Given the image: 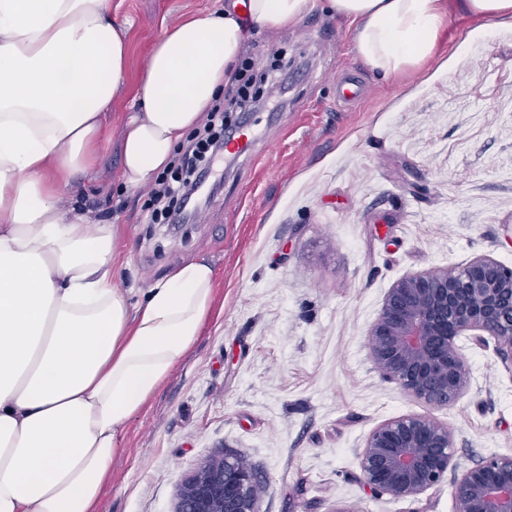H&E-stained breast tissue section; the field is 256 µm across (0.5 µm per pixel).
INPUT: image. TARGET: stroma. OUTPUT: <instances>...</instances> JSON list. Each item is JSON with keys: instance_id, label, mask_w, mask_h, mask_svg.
<instances>
[{"instance_id": "1", "label": "stroma", "mask_w": 512, "mask_h": 512, "mask_svg": "<svg viewBox=\"0 0 512 512\" xmlns=\"http://www.w3.org/2000/svg\"><path fill=\"white\" fill-rule=\"evenodd\" d=\"M224 3L111 0L128 27L130 82L162 20ZM445 4L434 58L388 80L336 15L253 27L243 61L259 73L282 54L293 74L278 110L251 113L253 149L225 168L196 224L150 223L145 188H121L130 95L113 106L108 143L67 205L119 227L126 263L115 282L132 300L192 259L214 267L216 288L195 342L128 423L98 512H173L179 481L224 453L254 469L260 512H457L448 479L411 499L362 481L368 434L411 413L451 428L457 469L512 455V373L492 348L464 342L472 385L431 409L384 381L367 346L401 277L478 255L512 267V25ZM347 69L367 92L341 103L336 77Z\"/></svg>"}]
</instances>
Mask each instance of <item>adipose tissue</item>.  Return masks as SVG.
<instances>
[{
	"label": "adipose tissue",
	"mask_w": 512,
	"mask_h": 512,
	"mask_svg": "<svg viewBox=\"0 0 512 512\" xmlns=\"http://www.w3.org/2000/svg\"><path fill=\"white\" fill-rule=\"evenodd\" d=\"M348 19L384 77L418 70L442 0H248L195 13L153 42L123 127L124 188L166 169L236 72L246 22ZM127 32L108 0H0V512H97L127 424L195 341L213 267L190 260L131 302L113 278L118 229L65 208L128 85Z\"/></svg>",
	"instance_id": "obj_1"
}]
</instances>
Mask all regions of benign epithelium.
I'll list each match as a JSON object with an SVG mask.
<instances>
[{"mask_svg": "<svg viewBox=\"0 0 512 512\" xmlns=\"http://www.w3.org/2000/svg\"><path fill=\"white\" fill-rule=\"evenodd\" d=\"M463 337L493 346L512 373V267L489 255L397 280L367 343L383 379L438 408L457 401L470 386L459 345ZM453 448L452 430L430 414L386 420L361 449L364 485L377 495L416 498L451 471L457 512H512V455L491 454L458 473ZM256 485V473L237 455H219L178 483L174 512H259Z\"/></svg>", "mask_w": 512, "mask_h": 512, "instance_id": "1", "label": "benign epithelium"}]
</instances>
